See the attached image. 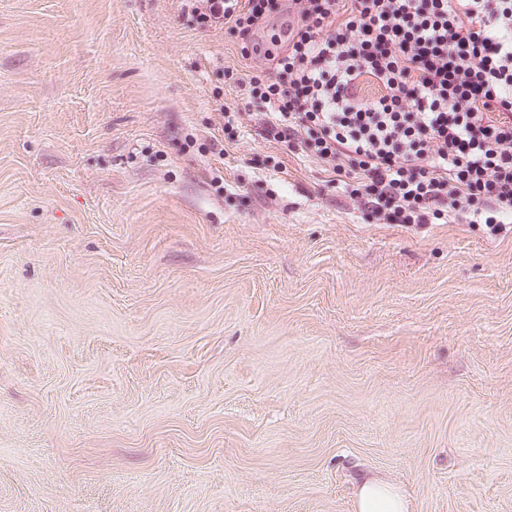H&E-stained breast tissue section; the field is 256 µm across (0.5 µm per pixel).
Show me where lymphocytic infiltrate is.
<instances>
[{
	"instance_id": "lymphocytic-infiltrate-1",
	"label": "lymphocytic infiltrate",
	"mask_w": 512,
	"mask_h": 512,
	"mask_svg": "<svg viewBox=\"0 0 512 512\" xmlns=\"http://www.w3.org/2000/svg\"><path fill=\"white\" fill-rule=\"evenodd\" d=\"M273 79L260 131L328 165L379 224H512V0H180ZM288 22L261 52L271 17ZM372 83V98L361 94Z\"/></svg>"
}]
</instances>
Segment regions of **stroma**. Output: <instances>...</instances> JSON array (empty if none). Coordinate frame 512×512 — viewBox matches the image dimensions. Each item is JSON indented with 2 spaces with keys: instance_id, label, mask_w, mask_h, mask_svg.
I'll use <instances>...</instances> for the list:
<instances>
[{
  "instance_id": "1",
  "label": "stroma",
  "mask_w": 512,
  "mask_h": 512,
  "mask_svg": "<svg viewBox=\"0 0 512 512\" xmlns=\"http://www.w3.org/2000/svg\"><path fill=\"white\" fill-rule=\"evenodd\" d=\"M255 69L180 0H0V512H512V229L368 223ZM356 512H408V507L395 486L370 475L358 487Z\"/></svg>"
}]
</instances>
